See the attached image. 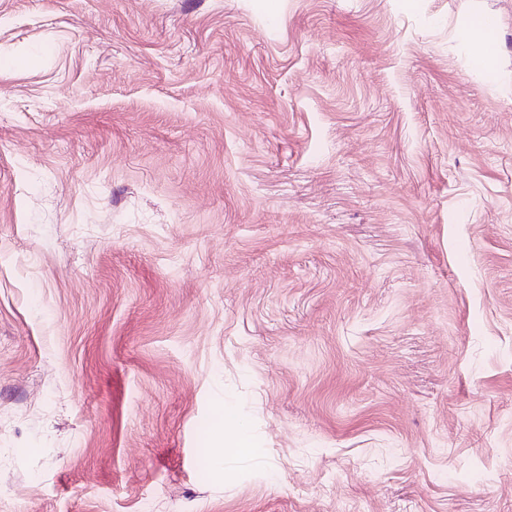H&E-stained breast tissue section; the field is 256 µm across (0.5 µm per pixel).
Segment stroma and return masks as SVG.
Instances as JSON below:
<instances>
[{
  "label": "stroma",
  "mask_w": 512,
  "mask_h": 512,
  "mask_svg": "<svg viewBox=\"0 0 512 512\" xmlns=\"http://www.w3.org/2000/svg\"><path fill=\"white\" fill-rule=\"evenodd\" d=\"M0 512H512V0H0ZM236 428L235 435L232 439L231 448L236 454L247 456L253 452L254 445L250 437L242 430L239 429L236 418L231 412L224 413V429Z\"/></svg>",
  "instance_id": "obj_1"
}]
</instances>
